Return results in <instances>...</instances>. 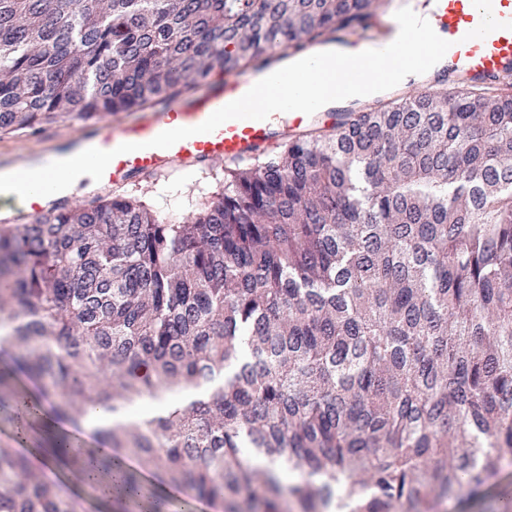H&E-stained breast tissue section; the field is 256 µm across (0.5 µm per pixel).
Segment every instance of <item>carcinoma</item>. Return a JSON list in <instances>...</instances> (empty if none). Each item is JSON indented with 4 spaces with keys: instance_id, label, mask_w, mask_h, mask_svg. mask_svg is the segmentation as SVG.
<instances>
[{
    "instance_id": "cac0c4a2",
    "label": "carcinoma",
    "mask_w": 512,
    "mask_h": 512,
    "mask_svg": "<svg viewBox=\"0 0 512 512\" xmlns=\"http://www.w3.org/2000/svg\"><path fill=\"white\" fill-rule=\"evenodd\" d=\"M380 2L0 0V135L157 109ZM439 85L224 166L181 222L117 194L1 224L0 383L73 423L56 454H83L86 414L193 387L95 433L117 494L147 473L216 512L476 498L512 453V74ZM0 512L83 504L1 445Z\"/></svg>"
}]
</instances>
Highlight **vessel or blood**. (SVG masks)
<instances>
[{
    "instance_id": "b4317fda",
    "label": "vessel or blood",
    "mask_w": 512,
    "mask_h": 512,
    "mask_svg": "<svg viewBox=\"0 0 512 512\" xmlns=\"http://www.w3.org/2000/svg\"><path fill=\"white\" fill-rule=\"evenodd\" d=\"M412 10L423 11L435 32L450 42L446 68L450 75L493 82L512 73V0H406ZM259 71L233 73L204 92L187 90L160 111L142 114L128 125L99 126L94 147L115 150L119 140L136 143L137 151L117 154L101 183H124L136 174L157 175L190 160L221 162L248 158L276 138L306 128L310 116L292 111L264 120H230L210 133L178 141L167 149L149 147L159 133L203 123L214 111L240 98L259 80Z\"/></svg>"
}]
</instances>
